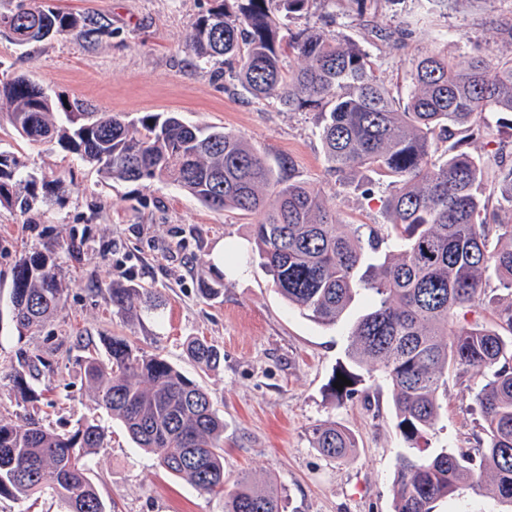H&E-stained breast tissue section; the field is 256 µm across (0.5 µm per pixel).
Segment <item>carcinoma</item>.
I'll list each match as a JSON object with an SVG mask.
<instances>
[{"label":"carcinoma","instance_id":"1","mask_svg":"<svg viewBox=\"0 0 512 512\" xmlns=\"http://www.w3.org/2000/svg\"><path fill=\"white\" fill-rule=\"evenodd\" d=\"M11 2L0 10V33L19 46L56 37L87 41L105 28L60 8ZM313 2L224 0L191 23L185 51L200 61L235 59L237 80L255 99L275 98L289 111L317 110L327 171L336 182L347 184L362 169L389 178L384 237L367 224L340 223L319 190L296 179L293 161L275 168L238 135L205 132L175 112L130 121L89 112L82 101L50 95L23 74L0 80V110L29 143L54 144L112 180H165L212 210L262 214L252 225L258 263L290 306L334 326L354 302L364 303L347 331L348 358L382 372L397 428L412 449L399 457L394 512H435L436 502L489 472L493 496L512 508V338L503 335H512V222L499 218L501 210L512 213V152L502 146L488 164L462 149L474 123L512 115V57L495 66L479 58H423L412 63L407 99L400 101L355 42L290 28ZM294 53L301 65L285 67L284 57ZM447 141V158L433 160ZM489 182L500 189L493 210L483 195ZM60 183L37 181L19 157L0 152V205L29 213L50 204ZM60 250L47 244L15 268L11 320L21 333L38 331L64 301ZM493 279L503 293L489 298ZM148 294L115 285L107 301L131 315ZM486 299L495 304L494 326L454 325L457 308ZM186 352L202 369L221 362L219 348L204 339L189 341ZM41 366L51 362L39 355L11 366L21 400L38 398L32 381ZM451 366L489 372L478 393L484 438L476 470L465 454L421 448L440 416ZM84 372L94 401L167 473L223 496L224 512H285L281 494L246 477L225 490L224 418L208 392L166 359L114 337L106 358L88 352ZM309 439L332 459L355 447L352 434L332 422L314 425ZM104 442V430L90 421L59 433L1 417L0 497L49 491L67 512H107L87 476L88 457Z\"/></svg>","mask_w":512,"mask_h":512}]
</instances>
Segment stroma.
<instances>
[{
  "mask_svg": "<svg viewBox=\"0 0 512 512\" xmlns=\"http://www.w3.org/2000/svg\"><path fill=\"white\" fill-rule=\"evenodd\" d=\"M101 18L109 32L87 43L55 38L26 47L0 35V78L26 75L44 91L82 100L92 112L136 118L175 112L200 127L225 128L270 164L292 159L295 174L322 192L344 224L384 226L388 181L364 169L341 185L326 172L319 113L256 100L227 63L196 62L184 51L191 22L214 0H54ZM292 29L316 27L358 43L394 96H406L414 60L441 52L487 63L512 56V0H318ZM0 150L25 160L37 177L63 176L58 198L38 214L0 205V416L25 424L37 409L60 432L80 420L105 431L88 461L89 476L118 512H224V500L163 470L124 426L88 393L83 346L105 349L112 337L165 356L197 380L224 417V476H249L284 493L286 512H394V478L407 450L391 391L379 371H361L351 397L331 382L347 359L344 325L322 326L289 307L253 258V217L214 211L167 182H122L52 145H32L0 118ZM233 250L224 274L212 270L216 242ZM53 243L65 299L35 334L18 333L9 314L15 265ZM248 273L240 276L236 265ZM150 289L151 309L126 318L107 302L112 285ZM211 296H202V289ZM217 345L219 367L201 370L185 353L190 339ZM53 361L35 383L37 406L17 398L10 367L19 353ZM476 371L448 373L442 414L428 448L473 453L482 435ZM333 422L355 438L342 460L313 448L311 426ZM490 481L437 503L435 512H499Z\"/></svg>",
  "mask_w": 512,
  "mask_h": 512,
  "instance_id": "35a3bbf8",
  "label": "stroma"
}]
</instances>
